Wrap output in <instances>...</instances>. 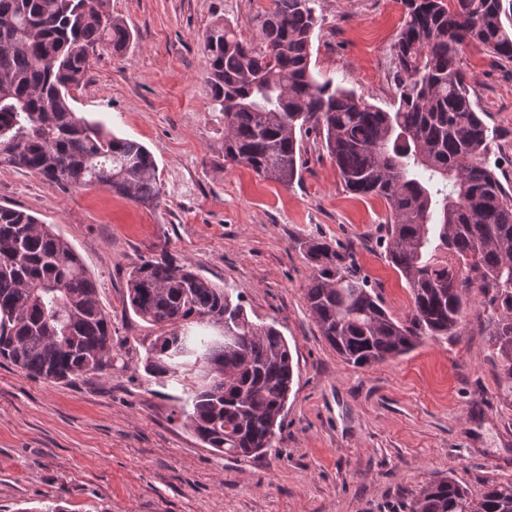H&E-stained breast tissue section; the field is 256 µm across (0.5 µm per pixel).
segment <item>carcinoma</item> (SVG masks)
<instances>
[{
  "label": "carcinoma",
  "mask_w": 512,
  "mask_h": 512,
  "mask_svg": "<svg viewBox=\"0 0 512 512\" xmlns=\"http://www.w3.org/2000/svg\"><path fill=\"white\" fill-rule=\"evenodd\" d=\"M392 46L397 107L368 103L311 68L315 0H274L257 18L260 45L228 23L203 37L224 159L288 188L300 178L296 130L321 139L349 192L388 207L386 258L412 290L391 316L352 252L306 244L315 269L306 300L321 335L356 367L408 353L427 336H455L471 291L512 384V196L480 161L492 131L475 111L462 47L512 60V0H404ZM108 0H0V166L63 188L104 187L134 202L161 195L141 143L77 115L71 91L103 49L132 42ZM128 305L160 329L146 369L184 383L189 427L209 448L250 457L282 429L294 369L273 325L251 321L228 289L175 263L167 249L133 265ZM0 358L49 383L112 366V323L79 255L50 224L0 206ZM410 512H512V483L480 498L446 479L422 488Z\"/></svg>",
  "instance_id": "1"
}]
</instances>
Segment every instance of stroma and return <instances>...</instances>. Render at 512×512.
Wrapping results in <instances>:
<instances>
[{
    "instance_id": "1",
    "label": "stroma",
    "mask_w": 512,
    "mask_h": 512,
    "mask_svg": "<svg viewBox=\"0 0 512 512\" xmlns=\"http://www.w3.org/2000/svg\"><path fill=\"white\" fill-rule=\"evenodd\" d=\"M274 0H110L133 41L101 51L72 92L79 115L153 154L158 204L90 186L64 189L0 167V205L53 225L96 281L112 320V366L49 383L0 363V512H407L426 485L452 479L480 497L512 483V393L470 301L457 335L358 368L322 336L305 300L309 239L349 248L396 318L413 305L388 262L383 200L357 197L315 134L302 136L292 187L224 160L202 52L207 28L231 23L259 43ZM311 66L369 103L392 109L391 47L403 0H317ZM471 100L494 139L482 161L512 190V61L464 46ZM167 247L178 262L240 296L249 318L275 325L294 380L273 448L251 457L207 448L171 378L144 368L158 331L128 310L135 263Z\"/></svg>"
}]
</instances>
